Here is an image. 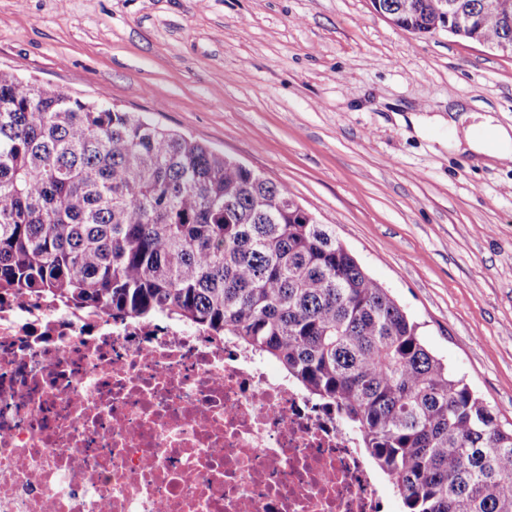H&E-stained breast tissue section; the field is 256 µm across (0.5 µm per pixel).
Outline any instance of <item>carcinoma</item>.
Segmentation results:
<instances>
[{
	"label": "carcinoma",
	"mask_w": 512,
	"mask_h": 512,
	"mask_svg": "<svg viewBox=\"0 0 512 512\" xmlns=\"http://www.w3.org/2000/svg\"><path fill=\"white\" fill-rule=\"evenodd\" d=\"M402 30L443 0H369ZM459 0L512 54V0ZM288 188L106 98L0 71V296L163 319L276 361L333 406L401 512H512V429L427 349L400 304Z\"/></svg>",
	"instance_id": "obj_1"
}]
</instances>
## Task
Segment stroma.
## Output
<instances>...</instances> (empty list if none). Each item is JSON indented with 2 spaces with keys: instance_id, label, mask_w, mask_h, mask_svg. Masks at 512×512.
Instances as JSON below:
<instances>
[{
  "instance_id": "1",
  "label": "stroma",
  "mask_w": 512,
  "mask_h": 512,
  "mask_svg": "<svg viewBox=\"0 0 512 512\" xmlns=\"http://www.w3.org/2000/svg\"><path fill=\"white\" fill-rule=\"evenodd\" d=\"M0 69L140 112L288 187L512 428V163L410 112L512 125V55L369 0H0Z\"/></svg>"
}]
</instances>
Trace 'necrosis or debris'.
Instances as JSON below:
<instances>
[{"mask_svg":"<svg viewBox=\"0 0 512 512\" xmlns=\"http://www.w3.org/2000/svg\"><path fill=\"white\" fill-rule=\"evenodd\" d=\"M357 431L164 321L0 303V512H389Z\"/></svg>","mask_w":512,"mask_h":512,"instance_id":"necrosis-or-debris-1","label":"necrosis or debris"}]
</instances>
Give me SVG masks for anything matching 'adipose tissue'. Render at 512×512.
<instances>
[{
    "label": "adipose tissue",
    "instance_id": "obj_1",
    "mask_svg": "<svg viewBox=\"0 0 512 512\" xmlns=\"http://www.w3.org/2000/svg\"><path fill=\"white\" fill-rule=\"evenodd\" d=\"M449 149L467 152L477 159L512 160V125L505 126L489 113L453 109L446 122Z\"/></svg>",
    "mask_w": 512,
    "mask_h": 512
}]
</instances>
